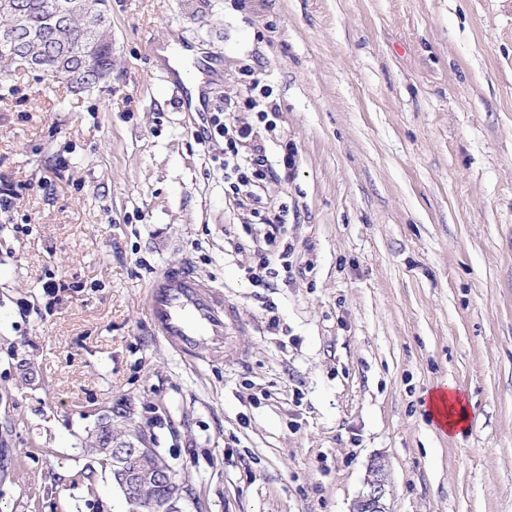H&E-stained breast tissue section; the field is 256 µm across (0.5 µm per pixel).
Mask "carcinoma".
<instances>
[{"mask_svg":"<svg viewBox=\"0 0 512 512\" xmlns=\"http://www.w3.org/2000/svg\"><path fill=\"white\" fill-rule=\"evenodd\" d=\"M17 0H0V60L18 68L19 63L9 57L6 46L24 37V55L30 59L47 58L52 61L55 78L67 82L73 91L85 92V71L78 69L79 61L90 59L105 69H112V38L108 0H66L72 12L66 22L52 30V39L46 43L40 36L53 5L58 0H28L30 8L21 15L14 9ZM127 432L112 430V423L99 425L94 440L86 451L104 468H112V459L102 451V443L122 440Z\"/></svg>","mask_w":512,"mask_h":512,"instance_id":"carcinoma-1","label":"carcinoma"}]
</instances>
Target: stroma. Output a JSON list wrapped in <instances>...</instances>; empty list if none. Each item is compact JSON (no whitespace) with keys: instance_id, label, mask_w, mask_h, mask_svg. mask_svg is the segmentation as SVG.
Instances as JSON below:
<instances>
[{"instance_id":"1","label":"stroma","mask_w":512,"mask_h":512,"mask_svg":"<svg viewBox=\"0 0 512 512\" xmlns=\"http://www.w3.org/2000/svg\"><path fill=\"white\" fill-rule=\"evenodd\" d=\"M109 5L93 90L0 63V512H130L84 450L107 415L177 512H350L377 458L391 512H512V0ZM172 43L213 59L204 111ZM223 114L272 166L249 199ZM185 259L238 310L217 362L140 304ZM449 382L461 433L428 415Z\"/></svg>"}]
</instances>
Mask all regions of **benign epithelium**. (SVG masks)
I'll return each instance as SVG.
<instances>
[{"label": "benign epithelium", "mask_w": 512, "mask_h": 512, "mask_svg": "<svg viewBox=\"0 0 512 512\" xmlns=\"http://www.w3.org/2000/svg\"><path fill=\"white\" fill-rule=\"evenodd\" d=\"M152 452L153 449L137 433L122 442L112 443V480L131 503L147 485L168 487V494L148 504V512H175L173 500L178 491L177 485L170 468L146 463ZM364 485V491L353 503L352 512H390L387 505L390 484L381 461L371 464Z\"/></svg>", "instance_id": "7a95c632"}]
</instances>
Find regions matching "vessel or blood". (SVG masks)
Here are the masks:
<instances>
[{"label":"vessel or blood","instance_id":"obj_1","mask_svg":"<svg viewBox=\"0 0 512 512\" xmlns=\"http://www.w3.org/2000/svg\"><path fill=\"white\" fill-rule=\"evenodd\" d=\"M145 312L156 335L187 359L219 357L234 327L223 294L190 266L169 265L156 272L144 294Z\"/></svg>","mask_w":512,"mask_h":512}]
</instances>
